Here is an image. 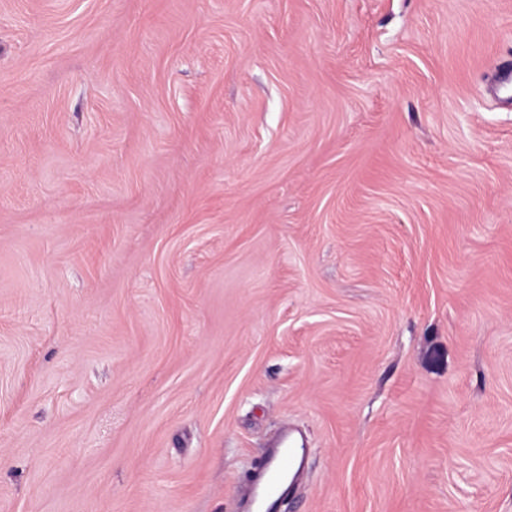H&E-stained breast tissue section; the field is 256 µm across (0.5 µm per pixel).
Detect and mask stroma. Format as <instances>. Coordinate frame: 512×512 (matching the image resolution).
I'll list each match as a JSON object with an SVG mask.
<instances>
[{"label":"stroma","instance_id":"35a3bbf8","mask_svg":"<svg viewBox=\"0 0 512 512\" xmlns=\"http://www.w3.org/2000/svg\"><path fill=\"white\" fill-rule=\"evenodd\" d=\"M512 0H0V512H512ZM301 459L298 448H278L274 459L262 471L258 486L261 502L274 501L281 489L282 478L291 472Z\"/></svg>","mask_w":512,"mask_h":512}]
</instances>
